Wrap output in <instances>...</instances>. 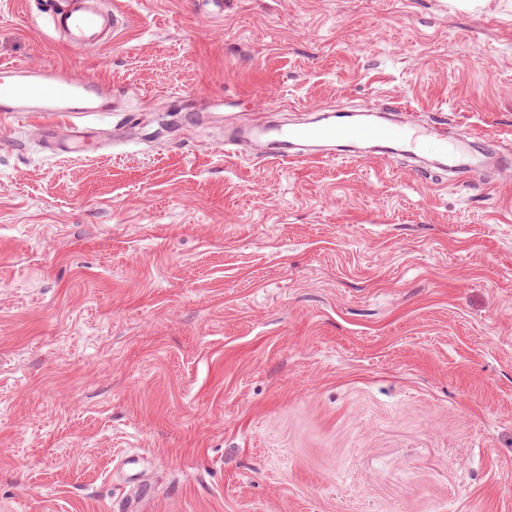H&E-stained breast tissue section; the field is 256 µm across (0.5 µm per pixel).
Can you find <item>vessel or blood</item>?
<instances>
[{
  "label": "vessel or blood",
  "mask_w": 512,
  "mask_h": 512,
  "mask_svg": "<svg viewBox=\"0 0 512 512\" xmlns=\"http://www.w3.org/2000/svg\"><path fill=\"white\" fill-rule=\"evenodd\" d=\"M39 9L53 30L74 53L108 45L122 26L120 12L102 0H41ZM111 83L95 77H75L68 69L53 65H0V114L31 112L94 115L117 112ZM91 128L74 129L71 135L51 138L50 147L59 155L82 156ZM435 137L439 168L445 174L482 175L481 152L466 137H447L412 121L354 120L349 112H329L324 120L299 124L265 121L256 123L235 118L224 125V153L243 158L260 151L264 160L288 164L304 159H356L355 148L373 145L382 155L393 151L414 156L425 137Z\"/></svg>",
  "instance_id": "vessel-or-blood-1"
}]
</instances>
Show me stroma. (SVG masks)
<instances>
[{"label":"stroma","mask_w":512,"mask_h":512,"mask_svg":"<svg viewBox=\"0 0 512 512\" xmlns=\"http://www.w3.org/2000/svg\"><path fill=\"white\" fill-rule=\"evenodd\" d=\"M110 2L77 55L0 0V62L135 119L0 117V512H512V172L228 159L172 100L512 145V0ZM68 129H74L73 134L63 138L52 137L49 141L50 147L58 155H73L81 157L85 152L83 148L85 139L91 136H97V131L91 128H77L74 125L68 126Z\"/></svg>","instance_id":"1"}]
</instances>
